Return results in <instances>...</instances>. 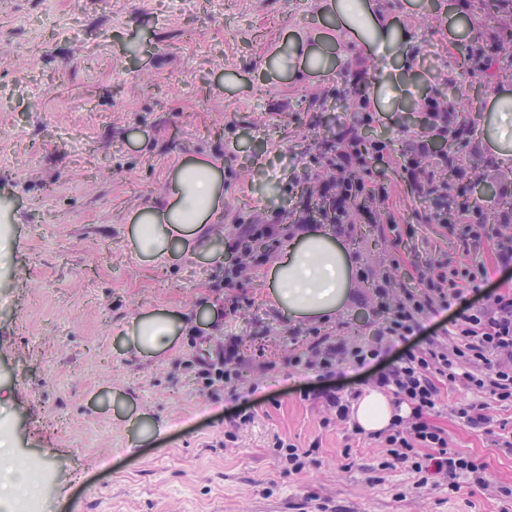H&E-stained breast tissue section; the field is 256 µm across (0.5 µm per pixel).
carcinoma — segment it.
<instances>
[{
  "mask_svg": "<svg viewBox=\"0 0 512 512\" xmlns=\"http://www.w3.org/2000/svg\"><path fill=\"white\" fill-rule=\"evenodd\" d=\"M464 13L468 16L472 30L466 43L459 52L460 69L478 79L480 85L503 76H512V0H462ZM454 83V72L448 70L443 86H432L426 94L424 108L429 134L431 157L422 161L427 174L434 177L436 194L446 200V211H431L429 220L436 223L446 221L450 224H487L493 216L473 197L475 175L467 167L450 166L443 176L435 177V167L431 158L443 157L447 153L462 151L451 132L455 128L454 116L463 109L461 101L450 95ZM369 106L368 84L365 73L346 70L336 79V87L330 93L315 98L309 107L312 112L341 110L348 116V123L356 130L357 138L370 145L378 138L370 131H361L364 119L358 114L367 111ZM438 113L448 114V132L444 138L436 134L433 117ZM375 155L366 158L363 166L347 169L338 174V178L351 183L364 181L372 173L371 163ZM382 192L374 189L369 193L362 190L351 198L350 207L343 217L345 222H355L356 213L362 208H371L381 198Z\"/></svg>",
  "mask_w": 512,
  "mask_h": 512,
  "instance_id": "1",
  "label": "carcinoma"
}]
</instances>
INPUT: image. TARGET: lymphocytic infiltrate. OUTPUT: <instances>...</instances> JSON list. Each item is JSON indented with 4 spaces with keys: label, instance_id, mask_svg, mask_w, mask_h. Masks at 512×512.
<instances>
[{
    "label": "lymphocytic infiltrate",
    "instance_id": "f902f5d3",
    "mask_svg": "<svg viewBox=\"0 0 512 512\" xmlns=\"http://www.w3.org/2000/svg\"><path fill=\"white\" fill-rule=\"evenodd\" d=\"M279 213H259L237 224L232 244L235 250L250 251L252 244L277 240L282 232ZM448 230L464 247V257L437 277H419L414 287L402 288L399 300L389 303L388 277H380L375 295L380 301L381 319L367 341L345 347L330 336L317 337L302 360L303 369L329 377L338 368L359 370L377 365V388L389 391L394 405H407L412 423L409 429L391 425L385 444L392 460L408 465L422 481L434 476L447 478L450 489L460 480L480 482L483 469L476 460L452 451L443 430L430 424L439 395L438 378L461 384L474 393H485L499 402L512 403V293H499L487 286L489 268L482 259L484 242L490 236L486 224H452ZM451 311L449 320L454 346L437 337L424 345L413 342L421 335L431 316ZM392 363L384 358L390 352ZM241 358L235 340H227L217 354L198 357V375L219 378L237 386L242 380Z\"/></svg>",
    "mask_w": 512,
    "mask_h": 512
}]
</instances>
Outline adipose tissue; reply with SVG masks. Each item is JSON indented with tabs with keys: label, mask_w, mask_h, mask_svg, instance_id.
<instances>
[{
	"label": "adipose tissue",
	"mask_w": 512,
	"mask_h": 512,
	"mask_svg": "<svg viewBox=\"0 0 512 512\" xmlns=\"http://www.w3.org/2000/svg\"><path fill=\"white\" fill-rule=\"evenodd\" d=\"M320 12L351 34L370 31L369 54L377 60L389 54L397 58L399 65L390 80L393 89H401L414 54L415 40L410 33L377 11L370 0H323ZM488 101L480 146L508 168L512 166V85L494 80ZM223 217L220 170L213 162L195 159L174 172L164 205L140 212L130 230V241L138 255L150 260L188 251L204 254L214 236V224ZM354 289L348 255L333 229L311 227L299 233L276 260L268 297L286 319L323 320L350 303ZM181 325L175 313H149L132 320L127 336L138 353H158L173 344ZM353 417L363 430L378 432L390 425L395 410L385 394L370 389L355 405Z\"/></svg>",
	"instance_id": "adipose-tissue-1"
}]
</instances>
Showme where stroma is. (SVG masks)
<instances>
[{"instance_id": "stroma-1", "label": "stroma", "mask_w": 512, "mask_h": 512, "mask_svg": "<svg viewBox=\"0 0 512 512\" xmlns=\"http://www.w3.org/2000/svg\"><path fill=\"white\" fill-rule=\"evenodd\" d=\"M411 31L418 53L408 91L436 84L456 56L448 20L421 0H373ZM320 0H0V236L13 245L0 264V432L14 463L49 469L36 485L41 512L78 500L87 512H512V407L491 401L490 433L454 413L472 391L441 384L431 421L449 448L483 463L484 486L419 474L388 459L381 439L356 434L310 391L340 396L372 388L375 367L324 380L295 367L315 334L345 345L367 333L380 275L399 285L436 275L462 249L427 220L428 205L404 176V127L386 84L370 89L373 124L389 147L372 165L388 194L387 224L338 233L356 284L353 301L325 322H296L267 302L271 261L240 256L241 274L177 255L139 257L132 217L161 199L173 170L198 158L221 162L224 220L215 251L227 253L237 216L290 215V176L317 188L313 160L333 123L308 109L346 66L370 65L364 46L336 35L333 68L303 78L287 66L295 37L327 32ZM479 176L474 197L494 207L512 176L488 166L477 137L464 151ZM217 309L210 318L209 309ZM180 315L167 350L139 354L125 331L154 311ZM238 339L244 382L237 389L198 379L194 360L225 337ZM250 411L251 423L239 415ZM159 424L137 441L130 418ZM307 456L289 471L276 440Z\"/></svg>"}]
</instances>
